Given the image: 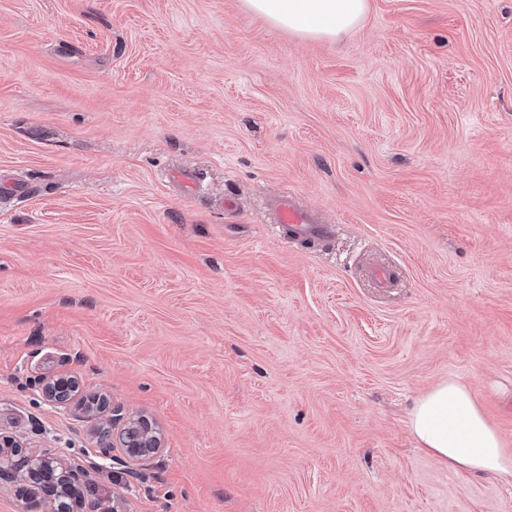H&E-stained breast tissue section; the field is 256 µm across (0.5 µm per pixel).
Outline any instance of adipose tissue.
<instances>
[{
	"mask_svg": "<svg viewBox=\"0 0 512 512\" xmlns=\"http://www.w3.org/2000/svg\"><path fill=\"white\" fill-rule=\"evenodd\" d=\"M272 25L304 36L341 39L365 17L368 0H245ZM418 446L449 470L512 480V449L505 447L469 388L456 379L417 398L409 417Z\"/></svg>",
	"mask_w": 512,
	"mask_h": 512,
	"instance_id": "adipose-tissue-1",
	"label": "adipose tissue"
}]
</instances>
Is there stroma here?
<instances>
[{"label": "stroma", "instance_id": "1", "mask_svg": "<svg viewBox=\"0 0 512 512\" xmlns=\"http://www.w3.org/2000/svg\"><path fill=\"white\" fill-rule=\"evenodd\" d=\"M288 192L331 239L273 224ZM60 373L152 422L150 466L94 463ZM449 378L512 448V0H369L338 42L0 0V429L121 512H512L415 446ZM43 394L59 411L67 412L74 403L75 393L79 390V382L74 376L57 374L46 376L43 380Z\"/></svg>", "mask_w": 512, "mask_h": 512}]
</instances>
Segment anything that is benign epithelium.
Returning <instances> with one entry per match:
<instances>
[{"mask_svg":"<svg viewBox=\"0 0 512 512\" xmlns=\"http://www.w3.org/2000/svg\"><path fill=\"white\" fill-rule=\"evenodd\" d=\"M79 382L71 375L47 376L43 394L58 410L67 412L74 403ZM135 419L127 421L120 435L121 463L147 464L159 450L152 426L131 431ZM83 461H68L53 448L28 451L11 437H0V484L19 486L20 512H104L100 505L84 501L80 488L89 484Z\"/></svg>","mask_w":512,"mask_h":512,"instance_id":"obj_1","label":"benign epithelium"}]
</instances>
